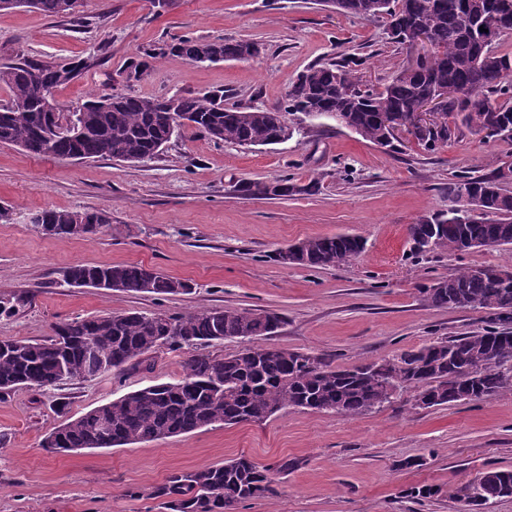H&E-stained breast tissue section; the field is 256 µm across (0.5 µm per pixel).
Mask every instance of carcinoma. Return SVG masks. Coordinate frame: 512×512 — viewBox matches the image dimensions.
Wrapping results in <instances>:
<instances>
[{"label": "carcinoma", "mask_w": 512, "mask_h": 512, "mask_svg": "<svg viewBox=\"0 0 512 512\" xmlns=\"http://www.w3.org/2000/svg\"><path fill=\"white\" fill-rule=\"evenodd\" d=\"M335 8L360 17L398 18L388 25L391 41L403 44L419 26L430 28L433 52L419 71L400 69L383 89L360 86L365 59L347 57L315 64L301 73L284 104L275 109L226 108L224 91L199 96L145 98L129 94L94 96L73 113L83 128L81 137L46 140L41 94L79 75L80 62L54 64L24 58L0 67V82L12 93L9 106L0 108V142L34 155L82 160L107 158L140 162L152 158L184 127L172 125L170 103L188 125L216 142L240 146L277 143L283 112L332 119L341 113L357 128V135L375 145L388 146L400 125L423 97L453 85L461 95L443 109L440 131L417 137L434 150L448 143L460 128L477 134L493 121L500 139L512 141V50L493 47L479 27L491 23L500 0H334ZM67 0H35L33 7L51 16L69 15ZM249 42L203 40L183 36L170 45L140 51L128 77L137 79L149 60L171 53L197 63L217 52L226 60H242ZM456 124H448V115ZM504 166L477 175L462 170L448 182V196L462 189L481 194L486 212L465 224L444 212L409 225L411 241L432 249L464 251L465 243L499 248L512 246V193L503 180ZM294 184L279 179L269 185L250 183L243 191L254 197L287 196ZM36 229L50 236L93 237L111 217L104 211L87 213L82 233L70 224L73 212L44 209ZM362 239L352 235L313 237L301 242L300 265L328 268L351 261L364 251ZM71 287L120 289L131 293L184 295L192 285L142 264L75 265L64 274ZM424 299L438 308L457 309L464 303L488 314L484 327L446 340L434 341L391 358L352 368H336L319 357L274 347L246 346L237 354L216 358L197 353L186 363L177 383H157L98 407L56 428L58 437L42 444L50 452L73 448H117L191 433L216 424L264 423L281 409L340 413L354 417L389 402L388 389L412 388L428 397L431 406L479 401L512 388L502 367L512 362V278L493 267H469L420 288ZM285 323L274 311L201 309L182 316L165 314L100 315L63 322L43 341L17 338L0 351V397L26 387H56L67 381L89 380L118 370L159 347L195 348L225 339L251 341L271 336ZM270 468L241 455L221 464L171 475L153 495L164 499L168 512H232L242 501L273 493ZM468 512L490 501L512 498V470L493 469Z\"/></svg>", "instance_id": "1"}]
</instances>
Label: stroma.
<instances>
[{
	"label": "stroma",
	"mask_w": 512,
	"mask_h": 512,
	"mask_svg": "<svg viewBox=\"0 0 512 512\" xmlns=\"http://www.w3.org/2000/svg\"><path fill=\"white\" fill-rule=\"evenodd\" d=\"M80 19L34 9L0 11V66L19 56L84 61L55 89L63 118L91 95L194 96L223 89L228 107H280L308 66L365 58L361 77L380 88L409 58L382 17L340 14L318 0H81ZM183 35L252 40L260 57L196 63L168 55L139 78L142 47ZM285 143L242 147L181 129L151 160L73 161L0 143V298L30 304L0 318V340L48 339L55 324L104 314H188L258 308L285 322L260 346L288 348L350 367L484 326L480 309L430 306L421 285L475 266L512 270V249L410 250L408 228L448 207L458 171L512 164V142L463 133L428 151L411 138L379 147L332 120H300ZM290 178L287 197L254 198L242 182ZM317 183L315 192L305 187ZM51 208L104 210L112 222L90 238L46 236L28 216ZM356 234L365 251L338 267H286L277 249L315 236ZM143 264L190 281L161 295L74 288L78 264ZM190 356L161 347L140 363L46 390L0 399V512H163L153 490L174 473L246 455L272 467L274 492L234 512H456L460 488L491 469H512V390L480 401L421 408L405 388L356 417L286 408L261 424L216 425L118 448L56 454L47 433L126 393L179 381ZM64 410H57V403ZM428 486L434 497H410Z\"/></svg>",
	"instance_id": "stroma-1"
}]
</instances>
